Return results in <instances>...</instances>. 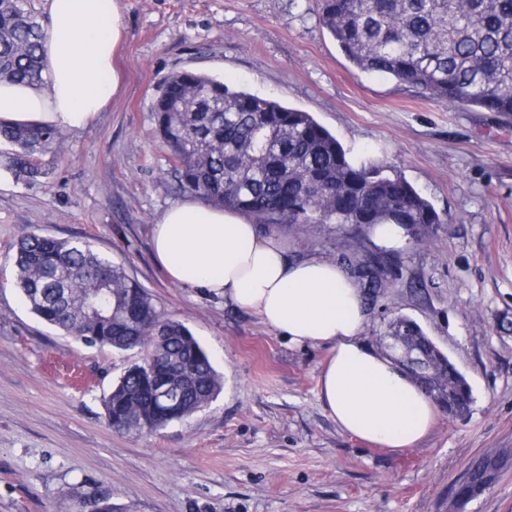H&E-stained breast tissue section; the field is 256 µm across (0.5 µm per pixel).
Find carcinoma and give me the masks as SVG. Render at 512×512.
<instances>
[{
  "label": "carcinoma",
  "instance_id": "1",
  "mask_svg": "<svg viewBox=\"0 0 512 512\" xmlns=\"http://www.w3.org/2000/svg\"><path fill=\"white\" fill-rule=\"evenodd\" d=\"M322 25L359 70L396 80L420 96L454 107L512 113V0H324ZM45 29L27 0H0V80L39 83ZM159 137L181 186L261 224L297 230L304 224H439L431 202L403 176L372 158L354 159L310 113L189 71L171 75L153 102ZM52 126L0 125L14 147L7 167L19 179L43 174L37 156L54 152ZM16 250L11 283L33 314L90 346L138 348L131 366L104 398L108 425L156 434L206 407L222 378L194 336L158 310L122 266L89 242L26 232ZM346 269L374 298L383 288L368 265ZM407 330L425 347L432 340L415 321L397 317L388 335ZM436 382L417 373L420 387L448 410L472 401L466 380L432 351ZM176 381L177 403L156 385Z\"/></svg>",
  "mask_w": 512,
  "mask_h": 512
}]
</instances>
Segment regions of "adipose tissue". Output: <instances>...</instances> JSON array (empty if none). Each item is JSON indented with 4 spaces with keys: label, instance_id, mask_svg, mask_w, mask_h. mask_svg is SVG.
<instances>
[{
    "label": "adipose tissue",
    "instance_id": "adipose-tissue-1",
    "mask_svg": "<svg viewBox=\"0 0 512 512\" xmlns=\"http://www.w3.org/2000/svg\"><path fill=\"white\" fill-rule=\"evenodd\" d=\"M123 33L118 0H47L44 81H1L0 123L88 128L119 89L112 57ZM152 248L173 283L256 312L292 345L325 347L318 397L343 433L402 451L431 431L437 403L400 364L363 341L367 308L339 264L290 260L279 234L197 197L158 216Z\"/></svg>",
    "mask_w": 512,
    "mask_h": 512
}]
</instances>
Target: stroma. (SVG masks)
Wrapping results in <instances>:
<instances>
[{
	"label": "stroma",
	"instance_id": "obj_1",
	"mask_svg": "<svg viewBox=\"0 0 512 512\" xmlns=\"http://www.w3.org/2000/svg\"><path fill=\"white\" fill-rule=\"evenodd\" d=\"M121 88L38 182L18 181L0 143V512H455L472 462L512 448V116L415 96L355 68L323 27V0H118ZM193 71L311 113L352 155L369 154L434 206L440 223L383 235L362 224L285 231L290 258L374 260L385 287L362 336L418 323L472 390L439 411L418 447L376 451L323 411L324 348L297 347L253 312L168 281L152 256L174 181L152 104ZM89 241L165 318L184 324L223 387L154 436L113 430L103 399L138 350L87 346L41 322L11 281L21 231Z\"/></svg>",
	"mask_w": 512,
	"mask_h": 512
}]
</instances>
